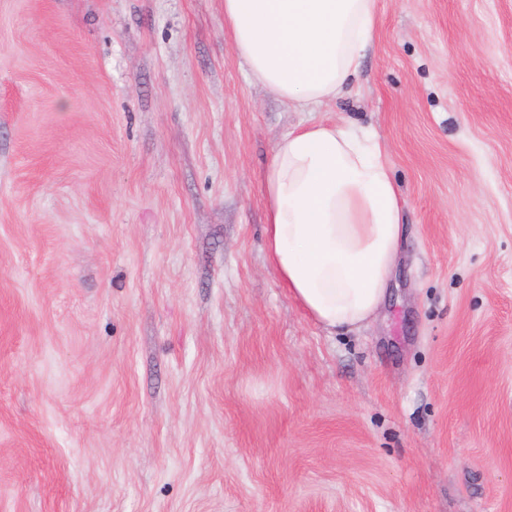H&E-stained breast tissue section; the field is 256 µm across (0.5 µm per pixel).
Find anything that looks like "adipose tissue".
<instances>
[{
	"instance_id": "obj_1",
	"label": "adipose tissue",
	"mask_w": 512,
	"mask_h": 512,
	"mask_svg": "<svg viewBox=\"0 0 512 512\" xmlns=\"http://www.w3.org/2000/svg\"><path fill=\"white\" fill-rule=\"evenodd\" d=\"M377 22L375 0H224V29L251 77L296 109L342 96ZM261 183L266 257L289 296L327 332L369 323L406 234L380 135L336 121L296 127Z\"/></svg>"
}]
</instances>
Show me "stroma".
Masks as SVG:
<instances>
[{"instance_id": "stroma-1", "label": "stroma", "mask_w": 512, "mask_h": 512, "mask_svg": "<svg viewBox=\"0 0 512 512\" xmlns=\"http://www.w3.org/2000/svg\"><path fill=\"white\" fill-rule=\"evenodd\" d=\"M349 93L405 208L328 334L266 261L313 120L224 0H0V512H512V0H375Z\"/></svg>"}]
</instances>
